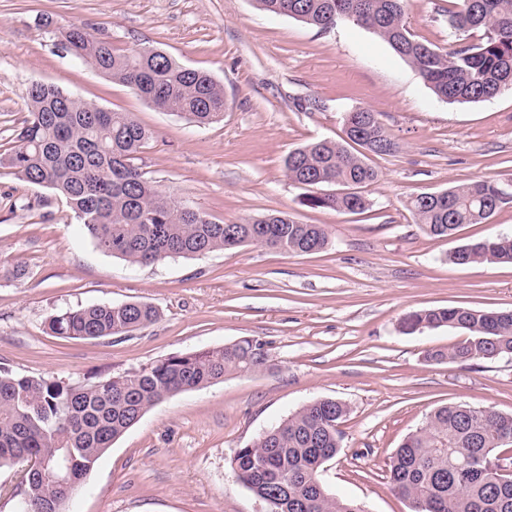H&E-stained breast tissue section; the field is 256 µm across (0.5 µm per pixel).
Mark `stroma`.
I'll use <instances>...</instances> for the list:
<instances>
[{
    "instance_id": "35a3bbf8",
    "label": "stroma",
    "mask_w": 512,
    "mask_h": 512,
    "mask_svg": "<svg viewBox=\"0 0 512 512\" xmlns=\"http://www.w3.org/2000/svg\"><path fill=\"white\" fill-rule=\"evenodd\" d=\"M448 7L410 0L416 37L447 46ZM74 24L209 73L224 87L223 119L200 127L155 110L63 55L58 32ZM35 82L134 113L155 133L138 161L147 177L213 220L283 211L326 225L330 238L313 254L249 245L131 267L93 246L63 196L0 167V367L86 383L243 338L268 352L261 370L158 403L114 442L66 512H260L230 467L235 451L326 397L348 414L322 481L365 512H411L386 477L409 433L448 404L512 414V358L434 363L428 351L466 332L399 327L413 310L512 309L511 264L449 260L460 245L511 233L512 202L447 238L426 235L407 208L418 194L476 180L512 186V90L485 102L440 101L371 31L351 21L321 31L267 15L254 0H0V152L24 123ZM358 107L377 112L399 145L370 158L372 206L310 208L285 159L308 142L341 139L345 114ZM17 264L27 276L6 277ZM124 302L150 303L160 316L99 340L45 330L63 309Z\"/></svg>"
}]
</instances>
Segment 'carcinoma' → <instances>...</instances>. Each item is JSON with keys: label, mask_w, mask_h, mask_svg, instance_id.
Returning a JSON list of instances; mask_svg holds the SVG:
<instances>
[{"label": "carcinoma", "mask_w": 512, "mask_h": 512, "mask_svg": "<svg viewBox=\"0 0 512 512\" xmlns=\"http://www.w3.org/2000/svg\"><path fill=\"white\" fill-rule=\"evenodd\" d=\"M270 15L286 16L320 30L352 20L386 42L442 101H487L512 89V0H448V29L455 45L445 50L415 38L406 25L408 0H255ZM484 30L477 43L464 34ZM61 48L87 61L114 82L130 88L163 112L191 116L208 125L224 116V88L203 71L184 67L151 47L121 49L82 25L60 32ZM28 117L16 145L0 156L20 179L54 190L67 200L94 247L134 266L176 257L256 245L303 255L325 249L324 224H300L279 212L232 224L185 212V205L158 189L135 164L152 132L130 112H114L40 83L27 93ZM355 136L315 141L292 151L288 179L307 191L311 208L365 211L361 189L377 171L358 145L377 155L398 144L378 114ZM336 187L348 194L321 198L313 189ZM504 187L491 179L446 189L436 199L409 201L415 223L432 237H447L463 224H482L507 204ZM458 266L512 264V235L499 234L454 250ZM158 310L144 302L68 308L47 320L48 330L69 339L126 336L155 321ZM455 327L469 336L431 361L512 357V310L444 307L411 311L403 332ZM264 362L251 341L173 354L93 384L55 376L0 370V467L25 460L28 468L16 494L15 512H65L66 488L79 486L99 459L155 405L182 392L209 387L231 371H257ZM345 403L313 401L238 449L230 460L237 480L256 496L282 499L279 512H365L355 500L339 498L321 482L327 458L342 448ZM512 415L467 404L443 406L403 440L388 464L391 489L412 512H512V476L499 477L486 463L512 466Z\"/></svg>", "instance_id": "obj_1"}]
</instances>
